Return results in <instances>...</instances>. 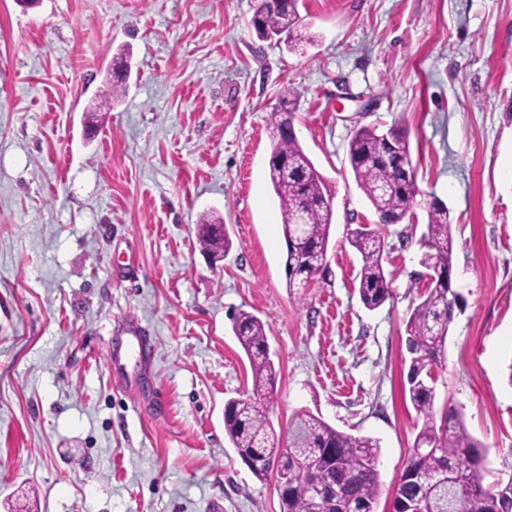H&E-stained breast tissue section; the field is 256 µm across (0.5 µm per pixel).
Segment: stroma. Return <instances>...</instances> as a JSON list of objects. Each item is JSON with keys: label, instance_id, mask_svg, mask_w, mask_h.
Listing matches in <instances>:
<instances>
[{"label": "stroma", "instance_id": "1", "mask_svg": "<svg viewBox=\"0 0 512 512\" xmlns=\"http://www.w3.org/2000/svg\"><path fill=\"white\" fill-rule=\"evenodd\" d=\"M258 0H0V512H280L224 433L252 388L232 328L265 325L276 431L311 411L380 442L378 512L417 433L408 309L426 288L416 225L380 224L350 171L360 126L402 121L424 199L442 200L463 303L434 410L459 408L512 479V0H301L315 41L259 40ZM131 71L113 95L112 59ZM332 183L328 272L289 287L268 180L286 91ZM226 224L211 263L197 225ZM385 242L393 297L367 310L359 224ZM154 341L132 392L121 322Z\"/></svg>", "mask_w": 512, "mask_h": 512}]
</instances>
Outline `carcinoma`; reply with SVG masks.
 <instances>
[{
    "label": "carcinoma",
    "mask_w": 512,
    "mask_h": 512,
    "mask_svg": "<svg viewBox=\"0 0 512 512\" xmlns=\"http://www.w3.org/2000/svg\"><path fill=\"white\" fill-rule=\"evenodd\" d=\"M252 25L261 40L285 36L296 51L313 43L299 13V0H260ZM286 92L280 109L273 113L272 148L268 161L269 181L279 199L284 238H289L293 217L305 208L308 224L295 248H287L285 267L288 286L304 287L295 276L298 268L308 273L324 269L333 224V211L324 203L334 192L292 134L294 112ZM410 144L399 121L381 130L357 128L348 144V160L357 186L384 224L409 219L405 204L413 198L406 161ZM427 223L420 238L424 248L421 265L431 273L427 288L412 306L405 324L410 365L407 386L410 401L422 417L412 450L398 480L393 512L430 507L434 512H512V481L488 490L483 485L482 445L468 432L454 409L436 418L433 372L441 364L454 311L460 295L452 288L454 238L447 206L431 201L426 207ZM213 223L198 225L202 248L216 261L231 247L229 234L211 232ZM350 246L361 256L359 296L370 311L390 297V274L385 271L384 239L369 228L350 232ZM234 331L252 370V391L224 403V430L242 461L259 479L275 474L280 512H375L381 491L378 461L379 441L340 431L307 410L296 412L285 435L276 432L269 406L277 392L278 372L268 351L263 322L241 311ZM321 454L318 462L319 495L305 493L311 480L303 468L305 456Z\"/></svg>",
    "instance_id": "carcinoma-1"
}]
</instances>
